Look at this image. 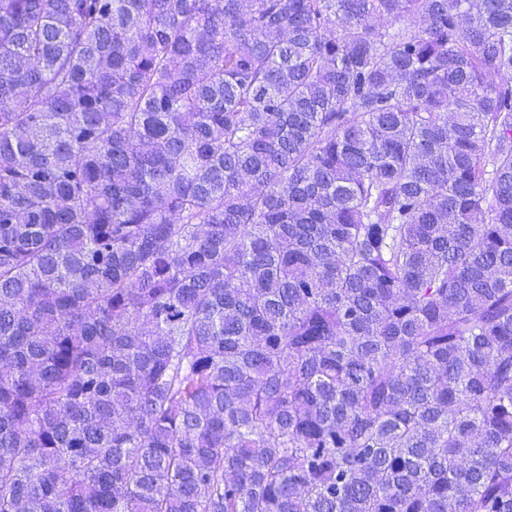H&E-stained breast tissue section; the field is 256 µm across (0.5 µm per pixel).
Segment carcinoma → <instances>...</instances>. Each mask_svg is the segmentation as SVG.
Listing matches in <instances>:
<instances>
[{"label":"carcinoma","mask_w":512,"mask_h":512,"mask_svg":"<svg viewBox=\"0 0 512 512\" xmlns=\"http://www.w3.org/2000/svg\"><path fill=\"white\" fill-rule=\"evenodd\" d=\"M0 512H512V0H0Z\"/></svg>","instance_id":"carcinoma-1"}]
</instances>
